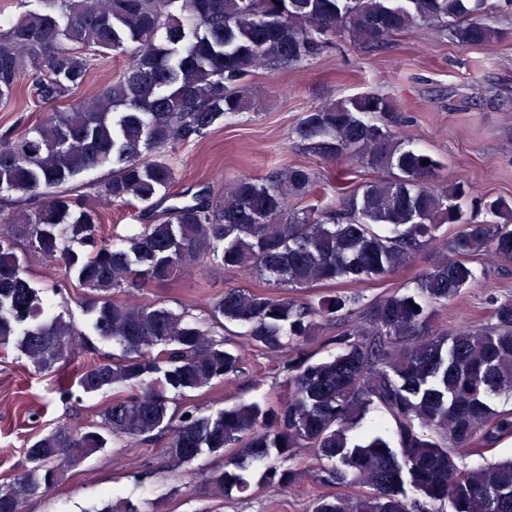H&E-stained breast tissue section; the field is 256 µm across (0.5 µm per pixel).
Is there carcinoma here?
Here are the masks:
<instances>
[{"instance_id": "carcinoma-1", "label": "carcinoma", "mask_w": 512, "mask_h": 512, "mask_svg": "<svg viewBox=\"0 0 512 512\" xmlns=\"http://www.w3.org/2000/svg\"><path fill=\"white\" fill-rule=\"evenodd\" d=\"M488 13L512 14V0H39L0 22V103L26 80L42 108L79 88L95 57L128 55L124 71L92 98L47 109L33 128L0 137V192L39 199L23 215L0 208V348L16 345L41 371L78 353L83 334L65 313L48 314L49 298L20 258L40 256L84 288L94 334L120 350L81 368L79 392H122L100 421L35 438L28 466L0 486V512H23L65 471L117 440L134 443L155 431L168 434L166 453L187 466L184 478L219 496L247 492L244 472L254 466L257 486L288 489L302 475L290 463L296 449L311 448L326 481L350 492L323 494L310 512H409L408 486L421 497L416 512H512V458L463 464L477 442L512 436V411L492 406L512 397V297L490 295L486 324L434 326L438 310L476 280L471 257L487 252L512 264V199H483L489 219L476 221L461 206L470 185L432 188L443 162L392 128V100L341 99L305 112L293 128V138L328 162L387 173L336 206L294 208L292 200L314 195L316 179L290 166L265 179L239 176L222 196L179 200L116 247L98 238L99 212L70 187L104 167L101 201L135 200L151 211L176 182L168 149L249 109L256 70L298 66L338 38L377 48L418 22L482 45L500 38L483 22ZM448 224L455 233L446 241ZM442 240L448 256L405 291L367 302L356 290ZM74 241L86 250H74ZM189 266L237 269L294 290L336 283L351 290L313 301L225 290L210 305L215 323L243 324L250 346L292 357L277 403L212 411L190 397L239 371L235 342L185 312L118 298L128 288L174 282ZM327 325L339 329L329 339L336 353L313 361L308 348ZM374 405L393 421L398 446L380 422L349 436L352 419ZM206 453L223 456L224 465L192 468ZM96 512L137 509L114 496Z\"/></svg>"}]
</instances>
